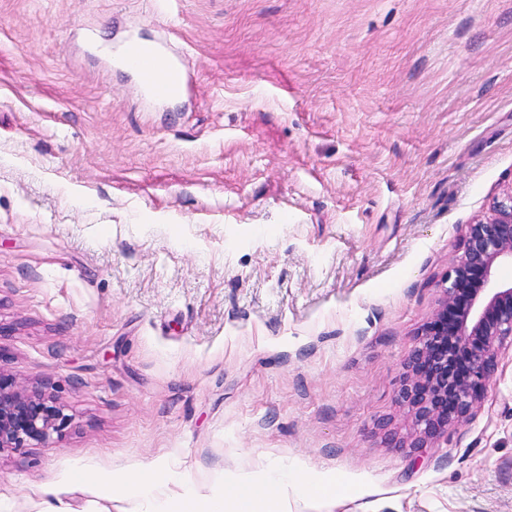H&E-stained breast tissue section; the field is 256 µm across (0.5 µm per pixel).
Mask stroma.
<instances>
[{
  "label": "stroma",
  "mask_w": 512,
  "mask_h": 512,
  "mask_svg": "<svg viewBox=\"0 0 512 512\" xmlns=\"http://www.w3.org/2000/svg\"><path fill=\"white\" fill-rule=\"evenodd\" d=\"M135 43L177 99L112 64ZM509 187L512 0H0V373L69 417L0 450V512H155L116 480L155 464L227 500L280 472L288 512H512V349L427 447L397 399Z\"/></svg>",
  "instance_id": "1"
}]
</instances>
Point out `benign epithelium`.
<instances>
[{"mask_svg": "<svg viewBox=\"0 0 512 512\" xmlns=\"http://www.w3.org/2000/svg\"><path fill=\"white\" fill-rule=\"evenodd\" d=\"M507 266L512 267V189L493 198L487 215L461 225L436 320L408 359L400 398L414 414L412 447L422 448L466 422L498 371L502 349L512 348V279L497 276ZM438 327L448 337L443 351L434 345ZM463 350L465 370L457 375L453 365ZM67 422L55 402L0 376V449L46 444Z\"/></svg>", "mask_w": 512, "mask_h": 512, "instance_id": "benign-epithelium-1", "label": "benign epithelium"}]
</instances>
